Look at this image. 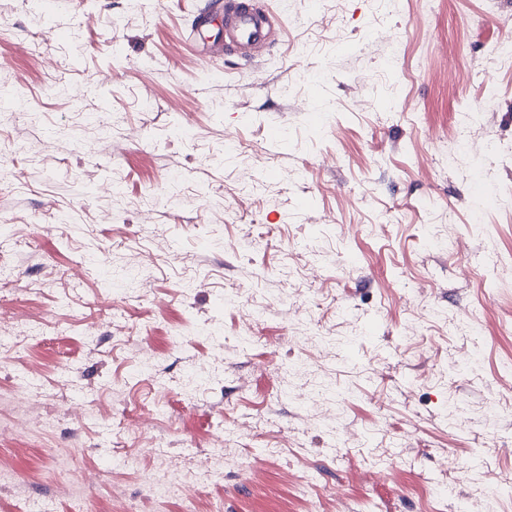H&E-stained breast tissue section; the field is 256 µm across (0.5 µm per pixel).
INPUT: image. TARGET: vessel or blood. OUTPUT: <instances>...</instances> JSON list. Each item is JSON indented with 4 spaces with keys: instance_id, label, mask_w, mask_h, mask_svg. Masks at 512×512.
I'll use <instances>...</instances> for the list:
<instances>
[{
    "instance_id": "vessel-or-blood-1",
    "label": "vessel or blood",
    "mask_w": 512,
    "mask_h": 512,
    "mask_svg": "<svg viewBox=\"0 0 512 512\" xmlns=\"http://www.w3.org/2000/svg\"><path fill=\"white\" fill-rule=\"evenodd\" d=\"M223 12L225 46L246 58L258 55L272 34L265 7L259 0H225Z\"/></svg>"
}]
</instances>
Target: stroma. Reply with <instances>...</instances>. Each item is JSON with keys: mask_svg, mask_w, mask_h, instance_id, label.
<instances>
[{"mask_svg": "<svg viewBox=\"0 0 512 512\" xmlns=\"http://www.w3.org/2000/svg\"><path fill=\"white\" fill-rule=\"evenodd\" d=\"M204 3L0 0V512H512V0ZM222 8L224 46L245 58L258 55L272 34L268 25L270 16L265 7L257 0H227ZM473 114V112H465L461 116V119L458 124L457 142L466 145L467 147L474 151L484 152L487 154L498 153L499 146L495 142L489 141L485 145H475L469 141L468 129L471 126V119Z\"/></svg>", "mask_w": 512, "mask_h": 512, "instance_id": "stroma-1", "label": "stroma"}]
</instances>
